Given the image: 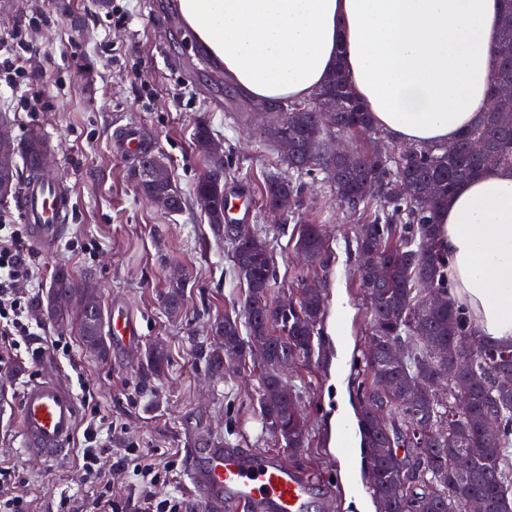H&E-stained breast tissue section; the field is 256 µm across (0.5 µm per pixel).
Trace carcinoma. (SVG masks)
I'll list each match as a JSON object with an SVG mask.
<instances>
[{
	"label": "carcinoma",
	"mask_w": 512,
	"mask_h": 512,
	"mask_svg": "<svg viewBox=\"0 0 512 512\" xmlns=\"http://www.w3.org/2000/svg\"><path fill=\"white\" fill-rule=\"evenodd\" d=\"M497 60L491 85L512 83V27L501 28L494 49ZM345 112H321L315 100L306 102L308 112L283 113V128L293 144L285 164L288 176L268 179L262 190L265 205L288 193L300 199L305 179L319 175L336 197L347 196L365 221L354 233L355 253L373 252L385 266L376 278L358 270L360 286L370 299L369 346L357 362L355 377L359 400V426L366 453L369 484L385 512H467L471 498L486 501L487 512H512V389L498 386V377L512 373V343L475 340L472 321L448 288V259L439 247L436 212L462 182L488 170L486 156L512 166V102L485 112L455 140L451 154L442 145L412 146L406 153L391 149L385 134L374 125L369 110L352 112L356 101L342 62L328 80ZM364 133L363 149L374 163L363 168L325 155L323 137ZM485 140L486 155L471 152L468 136ZM16 155L41 153L42 138L31 131ZM204 171L193 187V196L208 194L214 210L224 211L225 161L203 156ZM383 184L380 196L363 195L366 182ZM411 182L415 195L401 196L394 189L400 181ZM138 193L145 199L164 194L171 211L186 203L174 182L137 177ZM232 261L245 286L241 316L216 317L206 327L209 346L202 351L206 371L224 375V360L247 359L253 339L266 342L269 363L258 371L259 390L256 423L261 432L281 442L294 459L311 442L300 395L294 386L280 380L275 364L282 357L308 363L316 353L315 336L326 316L325 299L288 306L274 296L277 274L273 246L267 231L251 230L250 237L231 240ZM330 235L325 225L306 222L298 226L295 248L306 265L326 270L331 255ZM191 275L168 286L164 307L174 317L182 311ZM441 295L444 305L432 308L419 290L423 284ZM89 295L81 293L69 273L57 271L49 292L35 301L36 311L56 322H70L84 348L100 358L108 356L103 336L101 304L88 309ZM407 348L405 360L392 364L386 358L389 346ZM147 369L162 373L169 362L167 352L148 346ZM467 390L465 412L457 409V394ZM381 410V419L373 411ZM486 421L499 427L496 439L483 443L479 431ZM466 446L475 461L468 472L457 473L448 463V442ZM409 448L399 456L391 448Z\"/></svg>",
	"instance_id": "carcinoma-1"
}]
</instances>
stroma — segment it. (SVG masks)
Segmentation results:
<instances>
[{"label": "stroma", "mask_w": 512, "mask_h": 512, "mask_svg": "<svg viewBox=\"0 0 512 512\" xmlns=\"http://www.w3.org/2000/svg\"><path fill=\"white\" fill-rule=\"evenodd\" d=\"M177 0H0V55L19 58L26 78L0 90V121L14 138L33 128L49 140L51 178L66 175L74 213L58 248H32L14 201L0 203V222L14 226L34 264L29 299L49 289L58 268L78 284L96 286L104 311L124 302L143 324L132 356L99 358L86 352L74 330L40 323L47 342L37 357L21 354L0 365V467L9 469L24 492L29 512H91L96 483L84 479L74 456L55 462L26 457L16 435L14 414L24 386L51 370L74 391L81 419L101 410L116 423L110 449L100 457V479L112 496L137 512L138 451H153L169 462L171 476L158 482L159 496H177L185 512H203L188 489L185 450L216 438L263 453L282 454L255 421L257 370L246 365L206 381L200 352L209 319L241 312L245 287L232 268V246L215 238L190 194L204 169L193 133L206 121L224 144L231 170L224 192L238 196L245 222L264 228L274 246L281 296L297 291L301 272L294 249L293 218L269 223L261 187L273 176H287L276 143L262 134L274 113L261 109L226 81L200 49L176 12ZM129 14L127 25L112 22L114 10ZM166 161L185 208L166 213L143 201L131 176L133 157L118 141L126 125ZM303 219L326 225L334 242L326 272L319 279L327 313L318 338L319 353L298 367L290 381L301 391L312 427L303 471L321 484L312 512H357L351 482L366 483L364 470L336 450L333 416L340 401L356 404L351 385L353 361L366 337L367 299L355 269L357 256L347 242L359 214L342 209L330 187L308 183ZM189 270L192 282L179 318L162 303L173 268ZM162 342L169 355L165 373H147L145 351Z\"/></svg>", "instance_id": "1"}]
</instances>
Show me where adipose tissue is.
Segmentation results:
<instances>
[{"label": "adipose tissue", "instance_id": "1", "mask_svg": "<svg viewBox=\"0 0 512 512\" xmlns=\"http://www.w3.org/2000/svg\"><path fill=\"white\" fill-rule=\"evenodd\" d=\"M236 88L270 108L305 101L343 63L376 127L453 142L491 101L502 0H178ZM454 297L476 336L512 342V169L459 185L437 212Z\"/></svg>", "mask_w": 512, "mask_h": 512}]
</instances>
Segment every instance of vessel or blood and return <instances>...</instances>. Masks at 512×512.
Here are the masks:
<instances>
[{
	"mask_svg": "<svg viewBox=\"0 0 512 512\" xmlns=\"http://www.w3.org/2000/svg\"><path fill=\"white\" fill-rule=\"evenodd\" d=\"M20 219L33 246L50 253L58 246L62 221L74 210L71 194L56 181H25L16 197ZM108 334L121 354L135 346L142 328L134 313L114 305ZM18 438L25 455L62 459L75 433L78 406L72 391L56 375L28 383L17 410ZM189 487L206 512H310L317 481L280 457L224 446L214 441L191 451Z\"/></svg>",
	"mask_w": 512,
	"mask_h": 512,
	"instance_id": "1",
	"label": "vessel or blood"
}]
</instances>
